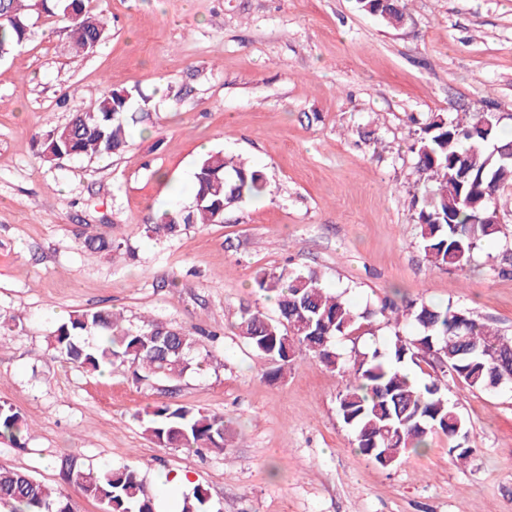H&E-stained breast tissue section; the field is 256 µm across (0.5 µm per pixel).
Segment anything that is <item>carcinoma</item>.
Returning <instances> with one entry per match:
<instances>
[{
	"label": "carcinoma",
	"mask_w": 512,
	"mask_h": 512,
	"mask_svg": "<svg viewBox=\"0 0 512 512\" xmlns=\"http://www.w3.org/2000/svg\"><path fill=\"white\" fill-rule=\"evenodd\" d=\"M77 0H0V58L22 50L33 15L60 16L68 23L72 49L87 54L93 41L110 30L103 13L76 18L67 12ZM366 12L392 27L406 18L404 0H359ZM134 96L104 89L91 111L77 110L70 121L50 130L42 144L47 162L63 158L118 154L128 146L131 126L144 113L131 111ZM512 115L463 112L450 118L437 113L415 131L410 150L420 178L411 208L418 242L435 266L465 269L484 240L500 233L504 192L512 189V139L502 134ZM193 206L162 212L146 232L176 236L190 224L224 222V213L270 193L263 173L222 152L208 153L195 172ZM83 246L112 252L115 240L88 235ZM255 288L276 304V315L259 307L240 310L237 329L252 350L278 377L305 351L319 364L345 369L349 378L338 397V415L355 435L358 452L384 465L427 447V437L441 432L455 442L460 459L468 429L457 407L448 401V381L469 389L495 390L512 385V337L480 322L465 308L395 301L356 313L339 293L330 291L312 270L257 273ZM382 318L394 333L383 344L345 357L340 338L358 336L365 324ZM48 347L59 358L89 372L128 365L139 381H179L189 370L213 361L191 332L156 320L136 328L110 310L88 308L56 324ZM224 417L189 406L157 404L147 413L144 432L156 443L175 448L224 452ZM28 424L12 405L0 404V437L21 444ZM86 496L106 512H154L138 470L119 468L77 472ZM0 503L10 512H75L69 499L29 473L0 466Z\"/></svg>",
	"instance_id": "cac0c4a2"
}]
</instances>
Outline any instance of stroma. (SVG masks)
<instances>
[{
	"instance_id": "stroma-1",
	"label": "stroma",
	"mask_w": 512,
	"mask_h": 512,
	"mask_svg": "<svg viewBox=\"0 0 512 512\" xmlns=\"http://www.w3.org/2000/svg\"><path fill=\"white\" fill-rule=\"evenodd\" d=\"M110 20L75 55L65 22L29 21L25 49L0 60V403L26 419L25 447L0 438V466L28 472L76 512H103L75 474L136 463L185 472L212 512H512V388L449 385L472 453L448 440L383 467L337 415L340 371L307 353L276 379L239 336L240 309L273 312L261 270L313 269L359 312L386 300L454 303L512 337V219L465 270L418 244L409 147L436 113L512 111V0H406L399 27L357 0H92ZM142 90L150 118L120 155L45 162L41 142L99 89ZM259 167L269 195L147 236L157 213L191 206L204 152ZM103 233L113 254L82 248ZM105 308L215 332L216 358L175 384L97 374L56 358L52 325ZM167 402L223 415V452L163 447L138 413Z\"/></svg>"
}]
</instances>
